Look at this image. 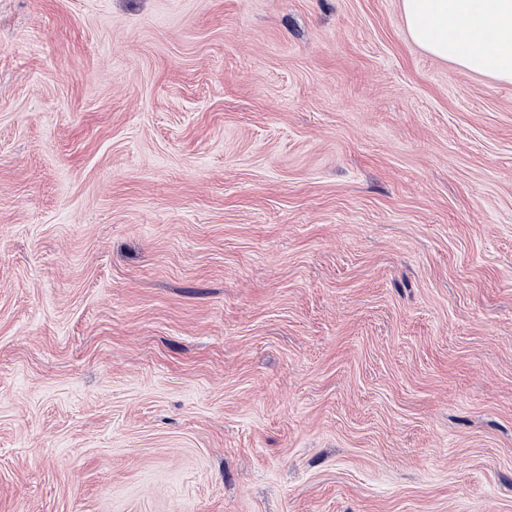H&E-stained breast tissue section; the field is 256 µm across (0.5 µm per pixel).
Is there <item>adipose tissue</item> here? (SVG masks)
Returning <instances> with one entry per match:
<instances>
[{
    "label": "adipose tissue",
    "mask_w": 512,
    "mask_h": 512,
    "mask_svg": "<svg viewBox=\"0 0 512 512\" xmlns=\"http://www.w3.org/2000/svg\"><path fill=\"white\" fill-rule=\"evenodd\" d=\"M402 9L428 53L512 83V0H402Z\"/></svg>",
    "instance_id": "1"
}]
</instances>
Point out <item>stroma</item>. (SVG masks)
Returning <instances> with one entry per match:
<instances>
[{
	"label": "stroma",
	"instance_id": "stroma-1",
	"mask_svg": "<svg viewBox=\"0 0 512 512\" xmlns=\"http://www.w3.org/2000/svg\"><path fill=\"white\" fill-rule=\"evenodd\" d=\"M0 512H512V84L401 0H0Z\"/></svg>",
	"mask_w": 512,
	"mask_h": 512
}]
</instances>
